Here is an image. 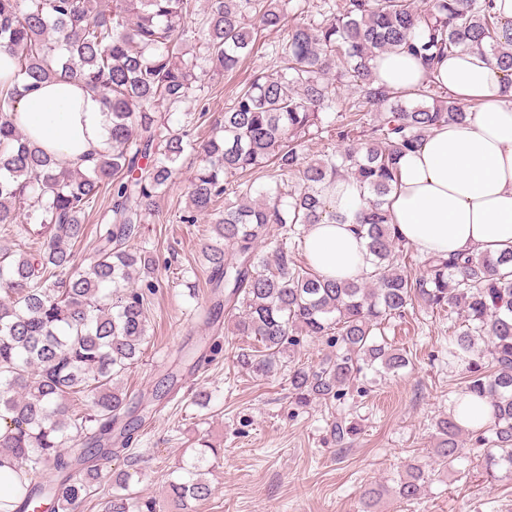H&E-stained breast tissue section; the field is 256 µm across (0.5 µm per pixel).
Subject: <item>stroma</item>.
Segmentation results:
<instances>
[{"label": "stroma", "instance_id": "stroma-1", "mask_svg": "<svg viewBox=\"0 0 512 512\" xmlns=\"http://www.w3.org/2000/svg\"><path fill=\"white\" fill-rule=\"evenodd\" d=\"M282 38L279 32L263 37L234 73L207 77L206 114L195 136L209 134L256 68H273L271 50ZM194 170L184 165L132 242L155 255V290L148 305L151 342L122 385L148 394L172 372L178 384L151 402L138 432L135 465L120 458L99 463L100 488L108 490L112 471L126 469L131 490L163 498L185 448L204 435L224 455L208 476L213 495L200 512H356L366 486L392 485L413 459L428 458L436 421L465 386L463 372L448 365V314L418 307L388 324L386 336L411 356L410 366L397 375L356 381L330 407L318 402L298 407L286 376L256 379L237 367V349L254 346L253 338L208 328L195 314L207 299L201 248L210 227L176 221ZM216 340L222 346L218 352L210 349ZM201 389L213 394L209 407L191 402ZM340 415L359 428L341 442L332 432ZM377 512H512V474L501 468L488 476L482 449L468 445L417 500L403 503L388 496Z\"/></svg>", "mask_w": 512, "mask_h": 512}]
</instances>
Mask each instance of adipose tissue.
Instances as JSON below:
<instances>
[{"label": "adipose tissue", "mask_w": 512, "mask_h": 512, "mask_svg": "<svg viewBox=\"0 0 512 512\" xmlns=\"http://www.w3.org/2000/svg\"><path fill=\"white\" fill-rule=\"evenodd\" d=\"M376 84L413 89L426 77L414 56L384 53L372 61ZM437 83L470 105L464 121L442 125L398 161L387 198L393 230L426 255L446 258L512 252V91L490 56L460 52L439 64ZM16 120L47 154L85 162L105 151L109 116L97 94L82 83L51 82L24 93ZM331 207L347 223L313 225L308 258L323 277L356 280L368 270L366 240L353 218L363 191L349 178L326 190Z\"/></svg>", "instance_id": "ef3b65f1"}]
</instances>
